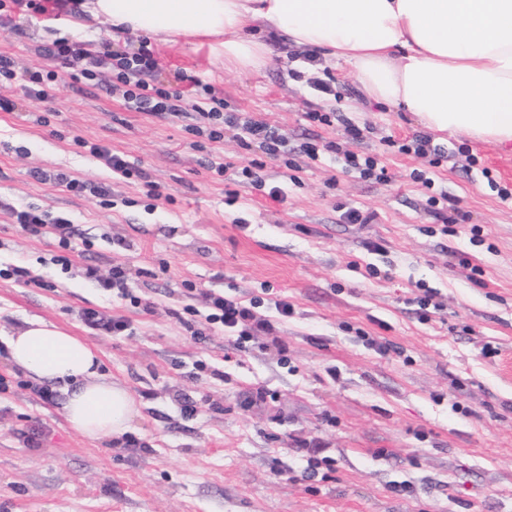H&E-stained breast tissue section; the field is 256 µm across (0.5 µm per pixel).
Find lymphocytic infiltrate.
Here are the masks:
<instances>
[{"mask_svg":"<svg viewBox=\"0 0 512 512\" xmlns=\"http://www.w3.org/2000/svg\"><path fill=\"white\" fill-rule=\"evenodd\" d=\"M39 51L54 61V68L23 70L12 55L0 52V83L23 80L29 99L41 102L47 99L49 87L63 68L70 71L74 82L89 89L106 90L120 99L127 110L159 118H185L189 134L220 143L225 130L233 128L245 151L257 149L275 160L286 153V142L280 135L261 121L225 111L223 95L197 77L182 71L174 76L175 86L157 81L160 64L148 43H140L137 49L129 50L109 39L87 42L59 37L41 45ZM16 221L31 235L55 234L60 251L55 261L63 269H77L81 277L97 283L110 292L113 299L128 302L146 313L152 311V302L138 296L132 288V276L126 267L115 265L104 273L92 264L74 266L71 256L77 248L72 241L69 217L30 208L18 211ZM205 298L209 308L208 323L232 333L237 351H246L249 342L272 333V322L258 312L259 300L245 301L235 295L211 291Z\"/></svg>","mask_w":512,"mask_h":512,"instance_id":"obj_1","label":"lymphocytic infiltrate"}]
</instances>
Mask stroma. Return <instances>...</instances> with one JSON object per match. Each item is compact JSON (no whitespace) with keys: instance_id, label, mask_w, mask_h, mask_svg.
I'll return each mask as SVG.
<instances>
[{"instance_id":"1","label":"stroma","mask_w":512,"mask_h":512,"mask_svg":"<svg viewBox=\"0 0 512 512\" xmlns=\"http://www.w3.org/2000/svg\"><path fill=\"white\" fill-rule=\"evenodd\" d=\"M65 25L13 14L0 49L21 67H49L34 49ZM153 48L162 79L197 76L223 94L225 111L278 128L293 165L265 159L274 199L242 177L252 156L235 132L215 146L186 133L184 119L126 111L67 79L43 102L29 101L22 81L0 85V99L17 104L0 110V268L25 270L0 278V512H512V199L497 193L512 185V150L437 133L448 153L439 165L399 153L385 139L418 132L416 118L367 102L348 67H308L304 50L228 72L192 38ZM323 81L331 93L318 90ZM310 112L336 118L318 127ZM350 124L363 140L346 139ZM77 136L124 155L143 178L113 175ZM307 142L321 146L319 160L303 154ZM329 142L379 154L389 181L346 171ZM215 159L223 175L210 170ZM38 169L109 184L111 202L37 179ZM416 170L433 187L415 182ZM28 206L67 214L87 262L126 265L155 313L128 307L131 334L90 333L79 310L112 300L52 263L51 236L14 224L11 208ZM457 208L466 223L444 225ZM352 210L376 218L353 224ZM420 283L443 311L422 315ZM207 291L260 298L268 316L272 300L288 298L294 313L275 324L287 359L273 347L225 358L227 339L205 320ZM32 316L84 339L130 389L139 414L125 436L87 439L62 398L48 404L28 388L7 340ZM366 334L393 351L378 354ZM487 344L497 356L483 355ZM260 387L272 400L254 401ZM186 398L194 415L181 411ZM301 441L317 449L315 476Z\"/></svg>"}]
</instances>
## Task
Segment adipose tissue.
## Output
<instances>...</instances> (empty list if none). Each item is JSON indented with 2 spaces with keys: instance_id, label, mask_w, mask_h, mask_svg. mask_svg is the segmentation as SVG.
I'll return each instance as SVG.
<instances>
[{
  "instance_id": "adipose-tissue-1",
  "label": "adipose tissue",
  "mask_w": 512,
  "mask_h": 512,
  "mask_svg": "<svg viewBox=\"0 0 512 512\" xmlns=\"http://www.w3.org/2000/svg\"><path fill=\"white\" fill-rule=\"evenodd\" d=\"M109 23L168 44L204 38L228 71L264 68V33L351 67L371 102L415 114L429 130L512 144V0H82L73 26ZM11 362L57 387L82 436L126 434L138 413L93 348L41 319L7 342Z\"/></svg>"
}]
</instances>
